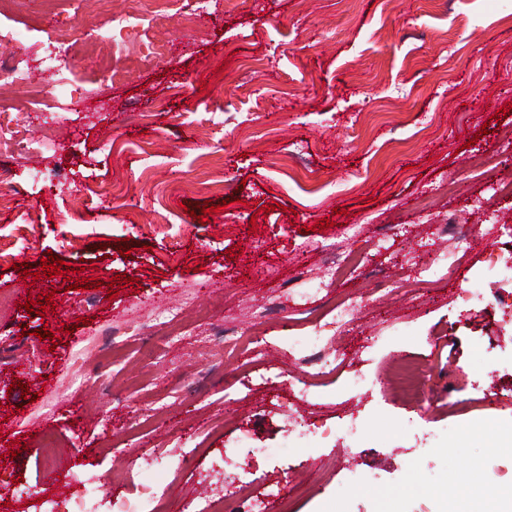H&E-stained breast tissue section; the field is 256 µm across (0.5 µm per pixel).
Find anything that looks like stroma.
Returning a JSON list of instances; mask_svg holds the SVG:
<instances>
[{"label":"stroma","mask_w":512,"mask_h":512,"mask_svg":"<svg viewBox=\"0 0 512 512\" xmlns=\"http://www.w3.org/2000/svg\"><path fill=\"white\" fill-rule=\"evenodd\" d=\"M127 12L141 42L78 45L76 107L42 95L40 73L0 86L14 126L52 144L16 155L0 191V436L20 449L0 454V505L61 500L68 471L97 477L104 501L204 512L227 455L239 485L292 512H440L436 488L474 468L512 486V318L468 303L512 244L479 231L435 288L414 283L454 249L436 224L471 223L472 197L512 180V0H209L191 25L155 0H0V24L31 30ZM107 55L123 77L104 88ZM35 168L69 180L32 192ZM47 251L63 274L42 269ZM342 301L355 312L340 323ZM174 306L175 336L154 321ZM122 324L114 354L102 339ZM319 327L332 355L313 368L286 339ZM405 362L426 372L416 404L379 385ZM296 418L302 448L286 439ZM145 455L186 464L145 473Z\"/></svg>","instance_id":"stroma-1"}]
</instances>
